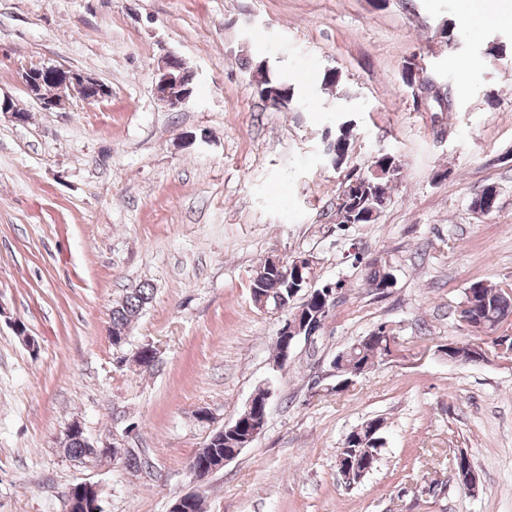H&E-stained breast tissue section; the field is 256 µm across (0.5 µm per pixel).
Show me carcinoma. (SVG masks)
<instances>
[{"label":"carcinoma","instance_id":"1","mask_svg":"<svg viewBox=\"0 0 512 512\" xmlns=\"http://www.w3.org/2000/svg\"><path fill=\"white\" fill-rule=\"evenodd\" d=\"M263 100L270 96H286L292 101L295 97V86L291 79L281 76L269 68H263V82L256 87ZM353 140V130L340 126L335 135L325 134L323 152L329 166L340 169L346 163ZM401 164L394 154L381 158L371 157L366 168L350 173L336 195V203L331 210L338 224H374L378 214L382 212V203L387 201V190L390 182L400 175ZM497 194L496 187H484L472 200V208L483 214H489L495 204L484 203L487 192ZM290 261H285L280 268L263 264L257 278L252 281L251 294L256 308L260 311L268 309H284L295 297L294 288H306L308 284L297 283L295 276L288 273ZM465 297L472 304L476 313V322L489 331L505 315L512 313V296L497 286L485 284L483 281L470 283L465 290ZM153 288L144 283L112 307L110 316L109 338L116 343L125 338L131 323L151 303ZM235 438L220 435L211 445L203 446L195 454V458L216 466L224 459V450L234 447Z\"/></svg>","mask_w":512,"mask_h":512}]
</instances>
